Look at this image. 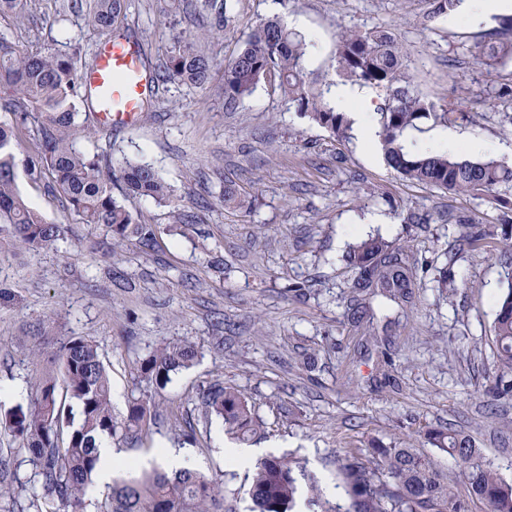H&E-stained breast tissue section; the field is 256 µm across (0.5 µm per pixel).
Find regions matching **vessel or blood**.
Instances as JSON below:
<instances>
[{
    "label": "vessel or blood",
    "mask_w": 512,
    "mask_h": 512,
    "mask_svg": "<svg viewBox=\"0 0 512 512\" xmlns=\"http://www.w3.org/2000/svg\"><path fill=\"white\" fill-rule=\"evenodd\" d=\"M84 84L98 97L101 125L112 128L135 122L143 110L147 86L139 46L105 38L98 48L95 67L84 74Z\"/></svg>",
    "instance_id": "b4317fda"
}]
</instances>
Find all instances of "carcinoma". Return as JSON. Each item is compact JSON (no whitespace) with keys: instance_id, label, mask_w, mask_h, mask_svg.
Instances as JSON below:
<instances>
[{"instance_id":"1","label":"carcinoma","mask_w":512,"mask_h":512,"mask_svg":"<svg viewBox=\"0 0 512 512\" xmlns=\"http://www.w3.org/2000/svg\"><path fill=\"white\" fill-rule=\"evenodd\" d=\"M432 14L449 15L460 0H426ZM201 11L213 17L221 32L235 23L227 0H198ZM127 0H91L88 25L112 36L115 21L126 12ZM315 41L288 28L277 18L255 22L239 52L224 64V103L236 107L258 85L274 79L275 88L299 114L339 140L350 137L351 121L325 99L319 77L308 71ZM478 60L495 69L512 62V39L490 37L481 43ZM94 62L78 64L63 51L29 53L0 37V88L8 95L0 105L11 120L0 122V254L39 252L64 239L66 226L46 221L20 195L16 184V131L32 132L35 154L25 164L32 181H43L84 224L102 228L112 248L136 239L153 246L155 230L139 223L125 201L150 197L173 204L174 190L149 163L124 161L104 167L102 155L82 147L100 129L97 114L80 112L89 103L82 74ZM210 59L181 41L149 72L151 79L202 88L211 78ZM334 76L381 96L377 106L379 152L386 165L403 179L433 185L450 193L512 189V163L505 159L466 158L446 152L422 155L406 148L404 132L423 119L451 123L461 111L451 103L437 106L411 89L409 64L395 35L381 28L354 29L336 41ZM122 185L123 199L112 193ZM503 259L508 288L497 298L494 320L499 376L492 397L512 393V243H505ZM347 262L354 270L350 304L360 310L367 331L374 332L373 302H390L395 317L411 304L416 266L411 253L380 236L357 242ZM203 347L187 341L167 342L140 362V377L164 387L170 375L201 357ZM204 418L222 420L224 433L240 447H250L263 422L248 399L236 388L215 383L201 396ZM157 404L153 397L137 398L117 421L111 402V380L96 340L71 336L60 347L52 370H40L31 383L28 402L0 413V434L17 440L32 466L19 482L29 487L36 512H85L86 491L93 483L98 457L95 440L106 435L118 441H138L150 428ZM428 443L459 467L467 493L454 494L448 475L435 459L410 445L374 441L369 448L336 455V478L346 504L332 502L322 478L289 456L269 455L257 461L249 476L247 512H471L479 501L489 512H512V480L487 464L467 436L451 428H430ZM97 512H240L238 497L222 483L195 469H154L139 476L112 481Z\"/></svg>"}]
</instances>
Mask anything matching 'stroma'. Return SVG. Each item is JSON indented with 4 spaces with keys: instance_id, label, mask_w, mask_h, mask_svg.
<instances>
[{
    "instance_id": "stroma-1",
    "label": "stroma",
    "mask_w": 512,
    "mask_h": 512,
    "mask_svg": "<svg viewBox=\"0 0 512 512\" xmlns=\"http://www.w3.org/2000/svg\"><path fill=\"white\" fill-rule=\"evenodd\" d=\"M66 3L28 0L29 21L0 17V36L25 51L59 49L87 60L102 37ZM128 4L115 28L139 44L147 64L167 55L176 37L210 25L190 21L183 0ZM235 11L234 27L200 44L214 62L206 88L154 83L148 112L95 139L113 162L150 163L197 224L170 231V207L133 199L130 208L155 227V246L110 253L100 229L18 173L28 203L71 230L55 248L0 255V287L18 297L0 306V408L28 398L31 344L48 367L68 337L88 335L106 357L117 417L131 398L161 402L151 435L132 455L175 449L239 492L241 506L250 504L247 471L225 460L233 442L222 422L201 421L200 396L216 382L254 406L263 422L257 447L306 463L339 503L337 453L375 439L427 452L424 432L440 426L470 436L512 479V397L484 394L497 373L493 323L507 286L496 193L458 195L403 180L357 139L339 141L310 125L269 86L233 110L221 91L224 63L257 19L279 16L314 36L308 66L320 73L330 71L341 32L386 27L408 56L415 91L465 114L447 126L422 122L406 131L405 143L447 131L477 144L479 156L499 158L512 152V63L490 69L475 54L486 33L501 30V17L479 25L454 13L431 18L426 0H236ZM228 183L246 196V208L220 204ZM420 215L426 223H417ZM474 218L485 236L449 252L463 222ZM371 235L407 247L418 266L413 305L386 346L347 317L355 275L345 256ZM443 269L453 286H438ZM172 340L205 352L160 390L142 381L137 366ZM30 472L18 442L0 437V486L8 489L0 512H30L28 493L18 489Z\"/></svg>"
}]
</instances>
